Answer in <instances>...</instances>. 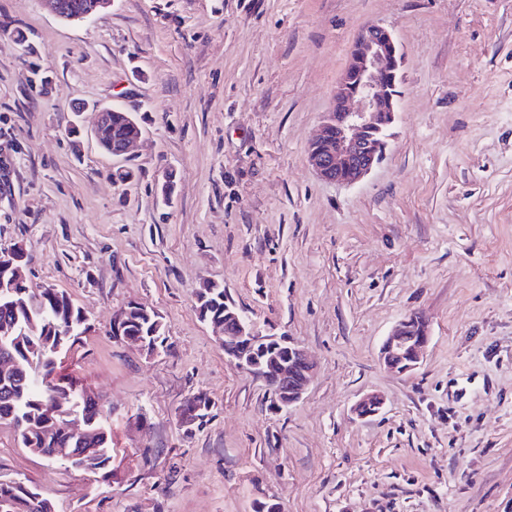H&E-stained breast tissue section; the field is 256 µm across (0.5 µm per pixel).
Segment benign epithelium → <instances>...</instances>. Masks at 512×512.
<instances>
[{
	"mask_svg": "<svg viewBox=\"0 0 512 512\" xmlns=\"http://www.w3.org/2000/svg\"><path fill=\"white\" fill-rule=\"evenodd\" d=\"M402 64V46L392 30L380 24L360 30L330 109L309 147V162L322 179L352 184L382 159L398 112ZM429 340L425 321L410 316L387 336L383 363L400 373L410 372L420 364ZM224 355L248 373L273 382L281 407L302 397L313 370L303 350L288 337L264 336L248 324L239 325L235 335L224 336ZM381 407V397L367 395L354 406V413L366 418Z\"/></svg>",
	"mask_w": 512,
	"mask_h": 512,
	"instance_id": "benign-epithelium-1",
	"label": "benign epithelium"
}]
</instances>
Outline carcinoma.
Listing matches in <instances>:
<instances>
[{
	"mask_svg": "<svg viewBox=\"0 0 512 512\" xmlns=\"http://www.w3.org/2000/svg\"><path fill=\"white\" fill-rule=\"evenodd\" d=\"M140 124L129 112L112 109L107 122L100 125L95 139L108 153L116 150ZM23 257L20 248L0 250V358L13 364L10 374L0 377V424L13 427L20 445L43 457L55 448H67L69 466L90 471L103 470L112 462V435L101 420L98 401L77 388L73 381L57 375L62 358L48 345L50 333L77 332L73 340L86 330L80 307L64 290L43 288L37 292L11 280L8 267L14 258ZM224 286L211 282L196 295L200 318L209 322H227L226 331L235 333L237 323L245 315L237 308L224 311ZM121 335L144 343L148 350L166 342L163 317L142 305L130 304L124 309ZM75 396L66 404L87 423V431L79 437L65 432L46 436L44 421L56 409L57 396L65 392ZM0 512H55L53 504L33 487L20 480L0 481Z\"/></svg>",
	"mask_w": 512,
	"mask_h": 512,
	"instance_id": "carcinoma-1",
	"label": "carcinoma"
}]
</instances>
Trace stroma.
Wrapping results in <instances>:
<instances>
[{
    "label": "stroma",
    "mask_w": 512,
    "mask_h": 512,
    "mask_svg": "<svg viewBox=\"0 0 512 512\" xmlns=\"http://www.w3.org/2000/svg\"><path fill=\"white\" fill-rule=\"evenodd\" d=\"M371 23L405 52L392 139L360 182L325 181L309 145ZM111 106L142 125L121 159L93 134ZM0 161V248L87 313L59 373L112 433L91 472L0 425V478L55 512H512V0H112L84 21L0 0ZM207 281L305 352L299 401L227 359L196 310ZM131 303L167 351L113 335ZM412 315L430 342L402 374L381 348ZM197 393L214 407L188 435Z\"/></svg>",
    "instance_id": "1"
}]
</instances>
